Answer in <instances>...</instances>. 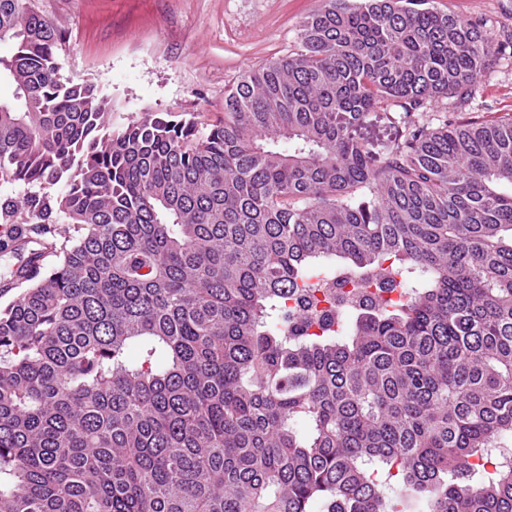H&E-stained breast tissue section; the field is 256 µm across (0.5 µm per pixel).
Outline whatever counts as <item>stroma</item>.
<instances>
[{
  "mask_svg": "<svg viewBox=\"0 0 512 512\" xmlns=\"http://www.w3.org/2000/svg\"><path fill=\"white\" fill-rule=\"evenodd\" d=\"M66 33L65 76L99 82L112 124L142 112H176L212 122L242 74L298 49L300 22L321 0H34ZM462 19L484 16L512 32V0H428ZM512 115V58L496 60L457 121Z\"/></svg>",
  "mask_w": 512,
  "mask_h": 512,
  "instance_id": "obj_1",
  "label": "stroma"
}]
</instances>
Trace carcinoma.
Returning <instances> with one entry per match:
<instances>
[{
    "label": "carcinoma",
    "mask_w": 512,
    "mask_h": 512,
    "mask_svg": "<svg viewBox=\"0 0 512 512\" xmlns=\"http://www.w3.org/2000/svg\"><path fill=\"white\" fill-rule=\"evenodd\" d=\"M424 4L323 0L218 121L114 130L0 0V226L49 234L0 240V512H512V118L430 108L512 36ZM400 127L397 124H391L384 115V112H378L377 116L373 114L364 128L362 133L365 138L370 141L376 150H383L382 146L394 141L399 135Z\"/></svg>",
    "instance_id": "carcinoma-1"
}]
</instances>
